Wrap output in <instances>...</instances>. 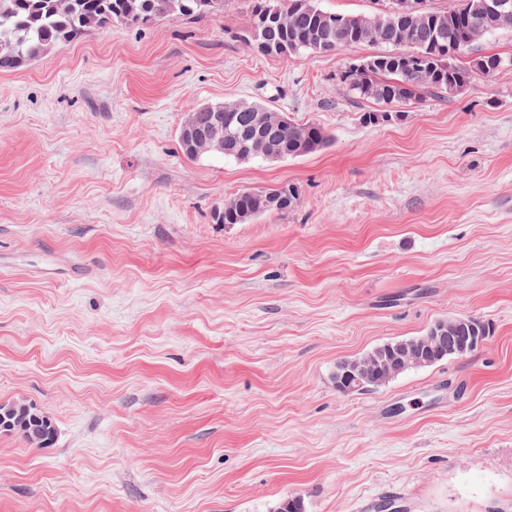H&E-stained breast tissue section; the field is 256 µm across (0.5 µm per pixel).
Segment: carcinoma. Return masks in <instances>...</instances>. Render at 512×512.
Listing matches in <instances>:
<instances>
[{
  "label": "carcinoma",
  "instance_id": "obj_1",
  "mask_svg": "<svg viewBox=\"0 0 512 512\" xmlns=\"http://www.w3.org/2000/svg\"><path fill=\"white\" fill-rule=\"evenodd\" d=\"M392 0L382 10L364 15L333 14L320 8L316 0H251L250 19L240 41L263 55L281 56L301 52L326 53L360 43L389 46L393 51L370 56L350 66L345 84L359 99L386 107L368 112L365 122L372 124L392 117L393 109L416 103L425 94L440 93L454 85L460 90L475 74L489 75L492 55H478L460 65L448 54L449 47L468 39L472 27L485 34L512 30V0L503 14L487 17L481 4L486 0H460L446 10L423 5L409 15L392 11ZM224 12V0H0V72L15 71L46 54L54 46L68 42L89 29H112V25L143 28L162 19H195ZM210 108L232 116L231 129L237 141L224 145L223 157L245 160L239 152L246 142L243 132L251 130L252 107L269 111L253 102L204 103L194 110ZM332 141L331 134L315 123L291 119L278 129L270 144L276 159L296 158L322 150ZM230 204L218 214L223 224H244L273 211H286L297 203V192L290 185L264 191L243 190L229 198ZM474 336L487 339L493 332L490 323L476 317H462ZM398 341L380 344L355 360L336 365L334 381L338 390L345 387L344 374L366 377L368 387L380 386L375 367L382 362L380 352ZM0 431H17L32 445L42 447L53 437L51 424L28 411L22 420L0 423Z\"/></svg>",
  "mask_w": 512,
  "mask_h": 512
}]
</instances>
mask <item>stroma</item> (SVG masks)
Masks as SVG:
<instances>
[{
  "mask_svg": "<svg viewBox=\"0 0 512 512\" xmlns=\"http://www.w3.org/2000/svg\"><path fill=\"white\" fill-rule=\"evenodd\" d=\"M249 0L92 29L0 72V512H512V68L367 124L362 43L265 56ZM333 136L279 161L184 156L199 103ZM297 204L223 224L225 199ZM476 351L381 388L339 361L442 318ZM297 196L290 185L264 191L243 190L225 199L231 203L224 204V212H219L218 220L223 224H244L261 214L292 208L297 203ZM448 319L464 320L467 324L468 329L472 332V336H458V341H461V342H466L468 340H470V342H472L476 338V336H482V343H483L487 339V337L490 336L493 332V327L489 322H485L484 320H481L476 317L458 316V317H449ZM482 343L480 345L477 344L476 346H474L470 349H467L461 353L444 355L438 361L441 362V360L443 361L444 358L446 359V357L451 356V355H461V356H453V357L466 356V355L470 354L471 352L475 351L479 346L482 345ZM438 361H437V363H439ZM437 363L435 362V364H437ZM27 408V407H26ZM27 415L22 420L12 419V424L0 423V431H17L31 444L42 447L48 444L53 437L51 424L43 416L27 408ZM27 420V421H26Z\"/></svg>",
  "mask_w": 512,
  "mask_h": 512,
  "instance_id": "stroma-1",
  "label": "stroma"
}]
</instances>
